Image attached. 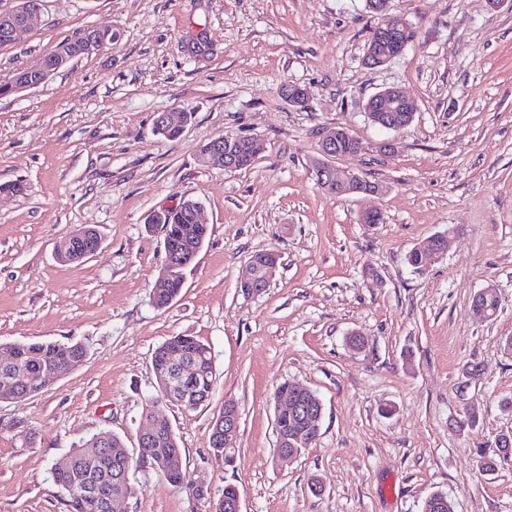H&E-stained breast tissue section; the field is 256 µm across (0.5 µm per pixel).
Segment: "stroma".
Returning <instances> with one entry per match:
<instances>
[{"mask_svg":"<svg viewBox=\"0 0 512 512\" xmlns=\"http://www.w3.org/2000/svg\"><path fill=\"white\" fill-rule=\"evenodd\" d=\"M412 27L403 54L371 67L375 20L364 0H43L38 21L0 45V78L87 29L119 37L38 87L0 96V344L84 343L82 364L39 393L0 401V512H63L52 470L94 434L138 453L143 412L174 430L187 470L213 497L238 487L242 512H422L441 492L454 512H512V0H389ZM307 89L291 105L285 85ZM396 86L412 122L373 125L368 99ZM191 113L179 140L158 113ZM346 127L359 153L337 168L376 195L320 189L311 162L324 131ZM221 136L260 140L245 170L202 165ZM396 140L385 155L378 145ZM193 199L208 237L178 298L152 290L165 260L154 212ZM384 221L363 224L362 211ZM97 230L84 262L57 259L60 240ZM448 232L443 257L406 261ZM280 254L269 288L239 290L257 252ZM490 321L471 301L486 286ZM182 334L215 356L212 395L187 410L161 401L154 349ZM362 344L355 347L351 336ZM303 384L323 403L316 441L275 452L274 391ZM235 401L233 464L214 457L212 421ZM114 512H192L153 471Z\"/></svg>","mask_w":512,"mask_h":512,"instance_id":"obj_1","label":"stroma"}]
</instances>
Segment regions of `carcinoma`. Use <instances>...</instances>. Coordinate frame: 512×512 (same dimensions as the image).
<instances>
[{
  "mask_svg": "<svg viewBox=\"0 0 512 512\" xmlns=\"http://www.w3.org/2000/svg\"><path fill=\"white\" fill-rule=\"evenodd\" d=\"M255 160L256 156L248 148L246 139H239L234 169L245 170ZM160 224L164 230L165 261L176 266L165 287L153 290L156 307L163 308L180 294L183 270L203 247L208 227L195 223L193 211L181 204L163 211ZM9 349L10 356L0 357V396L4 395V379L16 372L24 373V377L15 384L17 393L34 394L44 388L43 375L46 370L57 368L64 371L69 366L76 367L87 354L86 346L79 342H13L9 344ZM181 361H188L199 370L201 389L212 393L214 356L208 345L193 336L175 335L155 348L151 357L155 379H160ZM120 458L128 460L131 467L137 463L152 469L170 486L187 495L194 491L192 474L183 468L182 449L173 430L158 433L146 447L139 449L136 460L127 455L125 442L120 436L113 433L106 439H99L94 435L73 449L68 469L53 472L55 484L62 493L65 512H105L102 502L90 499L81 492L82 485L91 476L101 481L106 493L121 491L129 496L134 495L135 487L119 479L115 469Z\"/></svg>",
  "mask_w": 512,
  "mask_h": 512,
  "instance_id": "1",
  "label": "carcinoma"
}]
</instances>
